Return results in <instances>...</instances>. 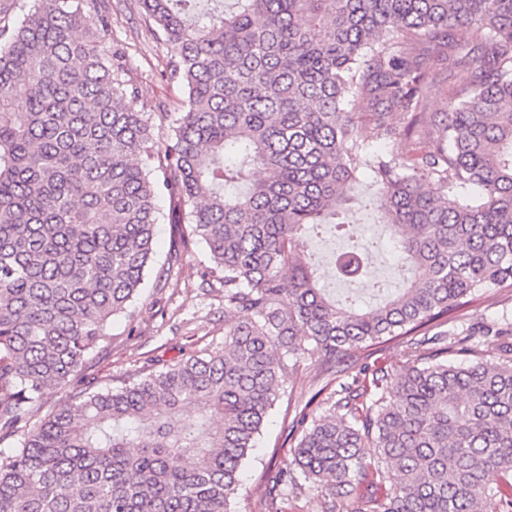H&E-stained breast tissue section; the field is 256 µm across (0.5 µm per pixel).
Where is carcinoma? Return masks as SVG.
Returning a JSON list of instances; mask_svg holds the SVG:
<instances>
[{
    "label": "carcinoma",
    "mask_w": 512,
    "mask_h": 512,
    "mask_svg": "<svg viewBox=\"0 0 512 512\" xmlns=\"http://www.w3.org/2000/svg\"><path fill=\"white\" fill-rule=\"evenodd\" d=\"M98 2L34 0L13 24L0 3V437L20 436L0 512H230L288 377L397 336L428 356L296 411L269 493L298 470L326 512L362 485L371 512H512V322L486 328V358L456 317L512 288V0H141L186 93L165 140ZM439 66L471 71L442 119L419 111ZM362 158L409 271L366 310L319 287L303 246L344 227ZM163 194L192 228L176 248L204 242L224 282V345L38 416L143 288ZM370 249L336 252V276L359 280Z\"/></svg>",
    "instance_id": "cac0c4a2"
}]
</instances>
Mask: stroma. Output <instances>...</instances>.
<instances>
[{"label": "stroma", "mask_w": 512, "mask_h": 512, "mask_svg": "<svg viewBox=\"0 0 512 512\" xmlns=\"http://www.w3.org/2000/svg\"><path fill=\"white\" fill-rule=\"evenodd\" d=\"M112 15V38L124 44L131 56L130 76L136 84L141 103L150 114L155 131L167 136L177 111L185 99L184 89L167 83L162 73L170 52L153 34V25L144 15L138 0H105ZM356 192L344 207V234L325 231L308 233L306 249L312 254L320 276L319 285L336 298L354 295L358 305L371 302L368 285L381 281L400 284L399 259L387 255L370 266L365 283L349 289L331 277L329 262L333 252L348 247L353 238L371 237L387 241L388 234L377 221L372 206L375 195L367 168H359ZM156 262L171 263L169 280L162 288H144L125 313L112 317L106 327L108 344L98 357L65 388L46 389L41 414L64 408L71 395L84 389L100 390L119 386L128 376L147 369L151 360L170 361L181 354L200 351L224 343V285L206 276L209 252L203 242H196L177 262H170V242L174 235L168 199L157 203ZM466 322L493 324L512 319V289L502 288L483 294L464 311ZM415 352L406 338L391 340L357 352L348 361L350 372L376 362L397 368L413 359ZM323 385L317 366L303 364L290 378L286 397L276 403L256 439V447L243 465L241 485L231 503L232 512H325L324 499L308 485H292L284 495L271 498L266 475L284 466L291 454L288 433L289 401H307Z\"/></svg>", "instance_id": "1"}]
</instances>
